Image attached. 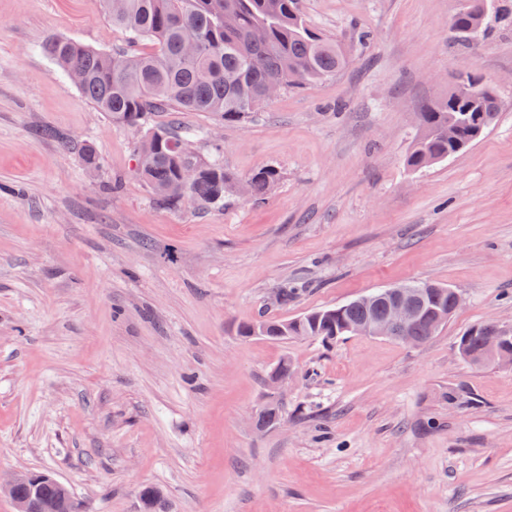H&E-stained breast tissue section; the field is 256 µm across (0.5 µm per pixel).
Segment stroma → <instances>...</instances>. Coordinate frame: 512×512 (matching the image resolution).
<instances>
[{
  "instance_id": "35a3bbf8",
  "label": "stroma",
  "mask_w": 512,
  "mask_h": 512,
  "mask_svg": "<svg viewBox=\"0 0 512 512\" xmlns=\"http://www.w3.org/2000/svg\"><path fill=\"white\" fill-rule=\"evenodd\" d=\"M459 5L303 0L352 54L336 77L239 124L151 115L200 155L221 144L229 175L273 167L279 183L174 211L137 174L141 129L41 50L126 48L103 0H0L1 478L50 472L85 512H141L147 486L168 512H512V369L457 351L478 324H512V28L451 43ZM463 70L497 82L498 123L409 171L417 112ZM71 139L94 144L97 170ZM412 280L465 298L419 347L236 334ZM289 281L304 290L284 304ZM286 357L285 421L256 430Z\"/></svg>"
}]
</instances>
